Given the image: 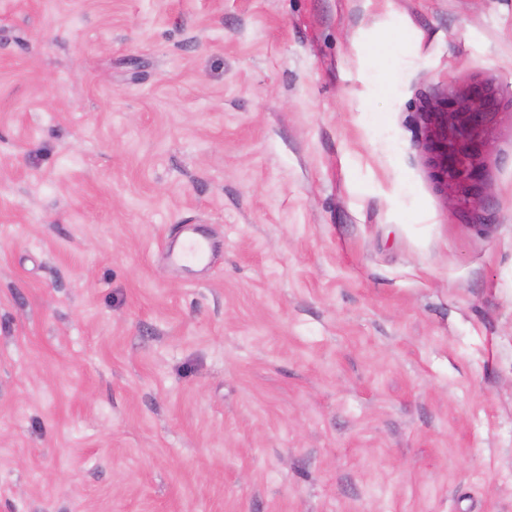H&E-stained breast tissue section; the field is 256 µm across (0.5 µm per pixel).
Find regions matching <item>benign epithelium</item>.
Returning <instances> with one entry per match:
<instances>
[{
    "mask_svg": "<svg viewBox=\"0 0 512 512\" xmlns=\"http://www.w3.org/2000/svg\"><path fill=\"white\" fill-rule=\"evenodd\" d=\"M499 89L448 85L446 108L423 113L433 177L460 212L478 218L482 155L490 145Z\"/></svg>",
    "mask_w": 512,
    "mask_h": 512,
    "instance_id": "obj_1",
    "label": "benign epithelium"
}]
</instances>
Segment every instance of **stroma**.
I'll list each match as a JSON object with an SVG mask.
<instances>
[{
	"instance_id": "stroma-1",
	"label": "stroma",
	"mask_w": 512,
	"mask_h": 512,
	"mask_svg": "<svg viewBox=\"0 0 512 512\" xmlns=\"http://www.w3.org/2000/svg\"><path fill=\"white\" fill-rule=\"evenodd\" d=\"M0 512H512V0H0ZM499 89L449 85L446 108L423 112L433 177L460 212L477 220L482 155L490 145ZM178 244L167 242L164 250L169 264L179 267L209 266L216 245L202 231L200 224H182L179 227Z\"/></svg>"
}]
</instances>
